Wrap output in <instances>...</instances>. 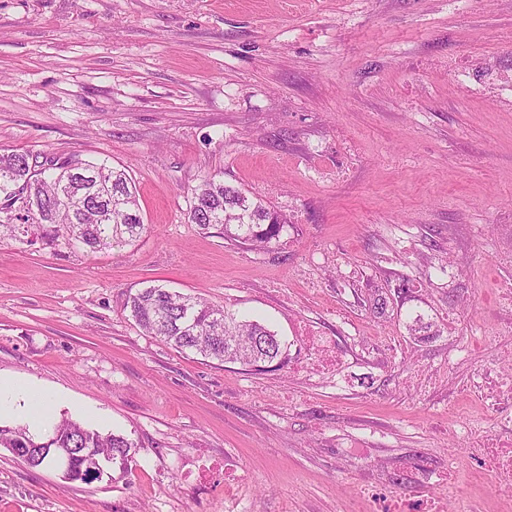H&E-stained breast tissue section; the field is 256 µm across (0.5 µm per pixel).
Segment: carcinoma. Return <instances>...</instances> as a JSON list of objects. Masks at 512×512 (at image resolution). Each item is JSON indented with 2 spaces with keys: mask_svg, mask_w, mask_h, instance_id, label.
<instances>
[{
  "mask_svg": "<svg viewBox=\"0 0 512 512\" xmlns=\"http://www.w3.org/2000/svg\"><path fill=\"white\" fill-rule=\"evenodd\" d=\"M32 192L39 199L33 213L21 206ZM186 216L202 231L215 229L230 241L254 248L279 238L286 224L261 200L224 184L215 174L205 176L192 190ZM148 231L126 171L105 160L47 157L40 164L27 151L0 153V242L117 253ZM127 307L146 333L183 353L248 366L283 363L281 343L267 327L201 298L150 285L130 297ZM0 447L32 468L54 465L59 451L65 450L71 458L63 478L88 484L98 479L96 458L109 457L112 466L128 471L134 443L123 435L62 419L43 436L32 434L25 425L0 426Z\"/></svg>",
  "mask_w": 512,
  "mask_h": 512,
  "instance_id": "carcinoma-1",
  "label": "carcinoma"
}]
</instances>
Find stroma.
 Instances as JSON below:
<instances>
[{"instance_id":"stroma-1","label":"stroma","mask_w":512,"mask_h":512,"mask_svg":"<svg viewBox=\"0 0 512 512\" xmlns=\"http://www.w3.org/2000/svg\"><path fill=\"white\" fill-rule=\"evenodd\" d=\"M475 47L512 68V0H0V151L125 167L154 227L0 244V375L134 444L88 484L0 448V512H500L465 433L512 437L479 384L512 376V110L456 92ZM215 173L286 217L267 248L186 222ZM151 284L259 320L286 366L146 335L126 303ZM300 321L338 371L292 370Z\"/></svg>"}]
</instances>
